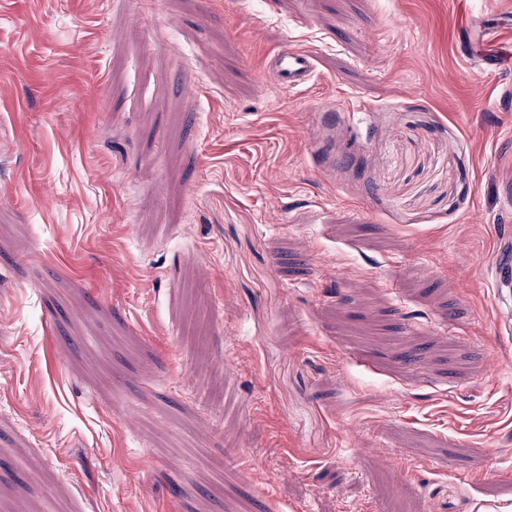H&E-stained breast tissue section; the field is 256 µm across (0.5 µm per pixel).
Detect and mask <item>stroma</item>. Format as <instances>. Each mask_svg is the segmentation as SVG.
<instances>
[{
    "instance_id": "stroma-1",
    "label": "stroma",
    "mask_w": 512,
    "mask_h": 512,
    "mask_svg": "<svg viewBox=\"0 0 512 512\" xmlns=\"http://www.w3.org/2000/svg\"><path fill=\"white\" fill-rule=\"evenodd\" d=\"M504 43L512 0H0V512H512ZM266 70L279 87L299 91L312 82L316 71V59L307 51L281 49L268 59Z\"/></svg>"
}]
</instances>
